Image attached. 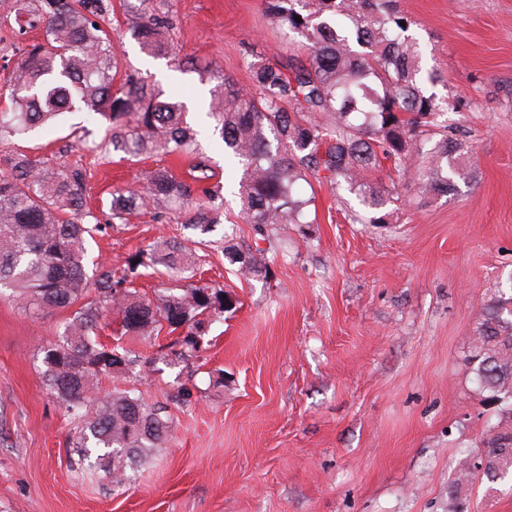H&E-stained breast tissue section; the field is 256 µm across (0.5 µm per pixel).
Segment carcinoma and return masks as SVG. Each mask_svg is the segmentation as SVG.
<instances>
[{"label": "carcinoma", "mask_w": 512, "mask_h": 512, "mask_svg": "<svg viewBox=\"0 0 512 512\" xmlns=\"http://www.w3.org/2000/svg\"><path fill=\"white\" fill-rule=\"evenodd\" d=\"M43 40L23 49L0 87V147L61 122L70 112L99 115L116 152L130 158L194 151L199 131L186 121L182 101L163 97L148 81L127 76L114 91L118 54L98 21L103 0H36ZM141 9L134 33L154 56H172L168 22ZM278 29L304 41L306 58L290 54L275 63L250 64L251 89L222 80L210 90L206 115L224 144V156L243 166L241 213L255 235L270 244L303 223L309 201L294 186L323 177L356 196L370 224L397 201L393 190L369 176L379 172L412 179L423 196L446 195L469 175L461 143L448 138L439 118L448 102L426 83L423 44L397 0H265ZM301 21H296V18ZM0 172V299L17 298L26 308H70L57 342L42 350L43 382L79 424L76 444L95 455L112 485L158 454L172 419L167 407L149 405L134 388L101 398L102 377L139 380L147 362L94 336L104 312L114 314L120 336H153L163 327H187L175 356H198L209 315L232 307L224 290L193 281L197 257L177 239L156 241L135 253L119 271L85 265L86 242L102 224L86 209L85 175L79 168L49 167L23 151L6 157ZM192 199L188 184L157 168L140 190L112 194V220L134 213L182 207ZM214 209L199 207L183 225L196 236L214 231ZM224 258L245 276L268 277L270 268L252 250L224 237ZM164 268L174 287L153 298L131 285L142 270ZM97 297L87 301L89 286ZM473 370L481 388L512 414V320L490 312L471 340ZM488 428L476 461L457 465L460 489L481 476L491 483L512 476V442L500 443Z\"/></svg>", "instance_id": "obj_1"}]
</instances>
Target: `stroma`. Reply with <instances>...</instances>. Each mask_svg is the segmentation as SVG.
<instances>
[{
    "mask_svg": "<svg viewBox=\"0 0 512 512\" xmlns=\"http://www.w3.org/2000/svg\"><path fill=\"white\" fill-rule=\"evenodd\" d=\"M400 4L452 105L448 134L468 146L476 174L432 197L399 182L381 224L360 222L355 196L335 185L300 183L305 221L289 225L284 251L264 252L270 277L243 278L224 259V232L257 239L240 215L242 170L220 139L201 134L191 156L129 161L103 148L102 121L77 112L22 143L32 158L85 170L97 212L159 167L194 192L217 191L220 222L196 252L203 280L235 306L210 316L202 350L185 362L167 353L169 331L124 338L150 373L134 385L102 379V392L133 385L152 404L186 386L193 397L170 406L164 448L116 491L74 451L75 424L43 383L40 350L68 310L0 300V512H448L460 452L480 453L498 421L470 340L486 310L512 312V0ZM138 6L108 0L120 72L186 102L195 126L212 88L200 70L246 90L249 62L288 54L263 0H150V12L170 17L178 53L153 57L133 36ZM17 7L0 0V85L42 36L19 31ZM191 216H131L97 234L88 258L122 268L157 238L182 237ZM458 509L512 512V484L474 480Z\"/></svg>",
    "mask_w": 512,
    "mask_h": 512,
    "instance_id": "1",
    "label": "stroma"
}]
</instances>
